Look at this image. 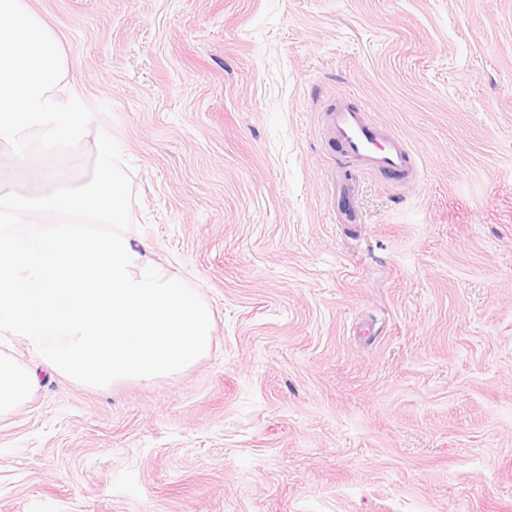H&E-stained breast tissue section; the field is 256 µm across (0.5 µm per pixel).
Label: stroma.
<instances>
[{
  "label": "stroma",
  "instance_id": "obj_1",
  "mask_svg": "<svg viewBox=\"0 0 512 512\" xmlns=\"http://www.w3.org/2000/svg\"><path fill=\"white\" fill-rule=\"evenodd\" d=\"M28 3L93 112L61 184L119 142L214 342L149 385L45 377L0 417V512H512V0ZM340 97L417 182L336 161Z\"/></svg>",
  "mask_w": 512,
  "mask_h": 512
}]
</instances>
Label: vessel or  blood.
<instances>
[{
    "label": "vessel or blood",
    "instance_id": "b4317fda",
    "mask_svg": "<svg viewBox=\"0 0 512 512\" xmlns=\"http://www.w3.org/2000/svg\"><path fill=\"white\" fill-rule=\"evenodd\" d=\"M323 130L328 145L354 166L406 180L417 175L414 156L405 140L346 100L325 106Z\"/></svg>",
    "mask_w": 512,
    "mask_h": 512
}]
</instances>
